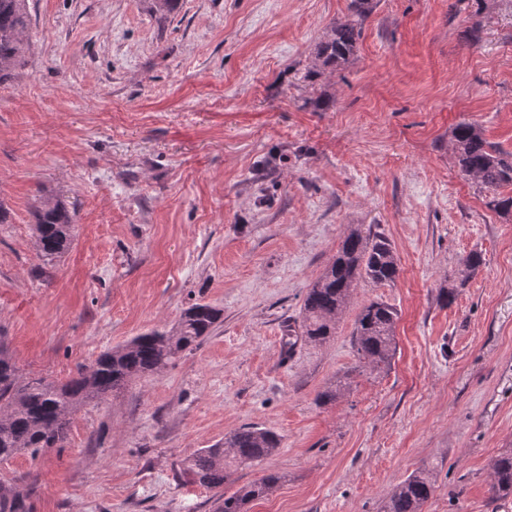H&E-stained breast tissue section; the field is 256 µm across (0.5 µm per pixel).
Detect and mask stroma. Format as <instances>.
<instances>
[{"mask_svg": "<svg viewBox=\"0 0 512 512\" xmlns=\"http://www.w3.org/2000/svg\"><path fill=\"white\" fill-rule=\"evenodd\" d=\"M349 6L179 0L161 21L153 0H28L26 62L0 86V340L60 384L194 302L224 311L79 412L65 447L0 462L28 512H215L185 462L244 425L282 439L224 485L281 474L247 512H378L422 469L424 512H512L490 493L512 448V212L453 150L467 122L512 152V0H372L349 64L305 80ZM57 202L76 237L48 264L34 215ZM357 227L393 242L398 278L284 349ZM373 300L398 311L375 371L352 336Z\"/></svg>", "mask_w": 512, "mask_h": 512, "instance_id": "1", "label": "stroma"}]
</instances>
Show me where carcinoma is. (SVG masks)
I'll use <instances>...</instances> for the list:
<instances>
[{
    "instance_id": "cac0c4a2",
    "label": "carcinoma",
    "mask_w": 512,
    "mask_h": 512,
    "mask_svg": "<svg viewBox=\"0 0 512 512\" xmlns=\"http://www.w3.org/2000/svg\"><path fill=\"white\" fill-rule=\"evenodd\" d=\"M372 0H351L352 18L333 25L315 48L312 79L343 69L355 55L362 21ZM27 0H0V85L24 63L27 50ZM454 151L463 175L485 189L497 192L512 186V153L490 144L482 129L472 123L457 125ZM36 246L45 261L67 251L74 227L64 207L48 205L35 216ZM399 274L398 257L388 238L352 230L322 274L309 284L301 308V335L322 343L336 333L339 315L362 280L392 283ZM396 309L372 301L357 316L354 345L367 367L377 369L392 359L396 346ZM221 318V309L196 302L168 329L152 330L124 344L102 351L88 366L78 369L67 383L56 385L41 377L19 375L7 347L0 345V462L18 455L62 448L74 415L124 391L137 379L165 369L185 352L198 349ZM281 445L275 432L255 425L241 426L209 448L188 459L186 470L198 485L219 490L232 468L258 464ZM280 480L269 473L227 495L219 494L217 512H246V505L262 497ZM433 491L430 472L421 470L401 481L383 502L380 512H423ZM492 491L498 499L512 496V450L502 452L492 464Z\"/></svg>"
}]
</instances>
